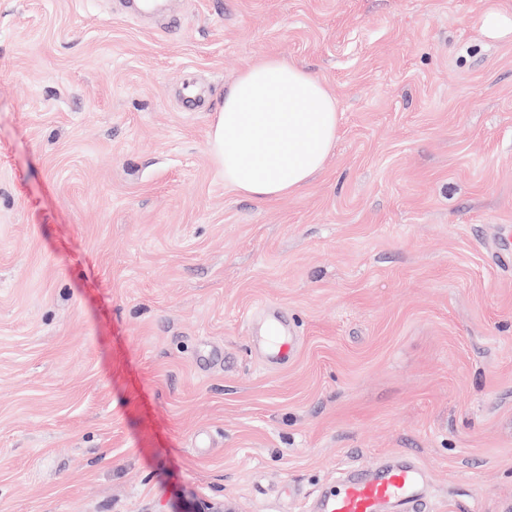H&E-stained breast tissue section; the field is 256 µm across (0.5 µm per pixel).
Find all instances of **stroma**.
I'll list each match as a JSON object with an SVG mask.
<instances>
[{"label": "stroma", "mask_w": 512, "mask_h": 512, "mask_svg": "<svg viewBox=\"0 0 512 512\" xmlns=\"http://www.w3.org/2000/svg\"><path fill=\"white\" fill-rule=\"evenodd\" d=\"M269 55L340 130L259 202L210 127ZM511 234L512 0H0V512H313L401 458L512 512ZM267 350V363L273 366L287 365L296 357L297 340L295 336H285L280 328H271L264 336Z\"/></svg>", "instance_id": "1"}]
</instances>
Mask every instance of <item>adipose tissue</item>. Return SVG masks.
Segmentation results:
<instances>
[{
  "mask_svg": "<svg viewBox=\"0 0 512 512\" xmlns=\"http://www.w3.org/2000/svg\"><path fill=\"white\" fill-rule=\"evenodd\" d=\"M338 132L329 90L305 68L268 56L247 66L225 91L211 147L226 187L266 201L297 192L320 173Z\"/></svg>",
  "mask_w": 512,
  "mask_h": 512,
  "instance_id": "adipose-tissue-1",
  "label": "adipose tissue"
}]
</instances>
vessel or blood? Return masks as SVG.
<instances>
[{"instance_id":"b4317fda","label":"vessel or blood","mask_w":512,"mask_h":512,"mask_svg":"<svg viewBox=\"0 0 512 512\" xmlns=\"http://www.w3.org/2000/svg\"><path fill=\"white\" fill-rule=\"evenodd\" d=\"M267 362L283 366L296 357L297 340L281 329L264 338ZM427 489L422 469L409 462L399 466L376 463L366 469L347 470L336 486L320 499L319 512H425Z\"/></svg>"}]
</instances>
